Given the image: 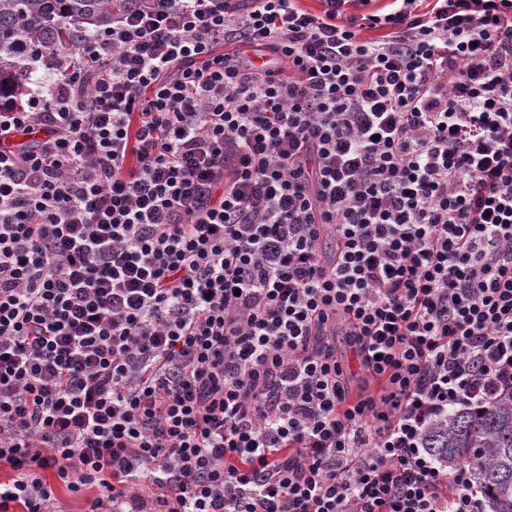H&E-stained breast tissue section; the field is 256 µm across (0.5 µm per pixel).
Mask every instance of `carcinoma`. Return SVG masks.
<instances>
[{
  "label": "carcinoma",
  "mask_w": 512,
  "mask_h": 512,
  "mask_svg": "<svg viewBox=\"0 0 512 512\" xmlns=\"http://www.w3.org/2000/svg\"><path fill=\"white\" fill-rule=\"evenodd\" d=\"M125 0H0V103L18 101L26 93L16 71L25 46L69 48L77 29H102ZM424 445L452 466L474 463L492 512H512V398L474 414L450 410L431 426Z\"/></svg>",
  "instance_id": "cac0c4a2"
}]
</instances>
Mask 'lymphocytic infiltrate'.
<instances>
[{
    "label": "lymphocytic infiltrate",
    "mask_w": 512,
    "mask_h": 512,
    "mask_svg": "<svg viewBox=\"0 0 512 512\" xmlns=\"http://www.w3.org/2000/svg\"><path fill=\"white\" fill-rule=\"evenodd\" d=\"M319 2L127 0L25 58L0 512H486L422 437L512 394V0Z\"/></svg>",
    "instance_id": "obj_1"
}]
</instances>
